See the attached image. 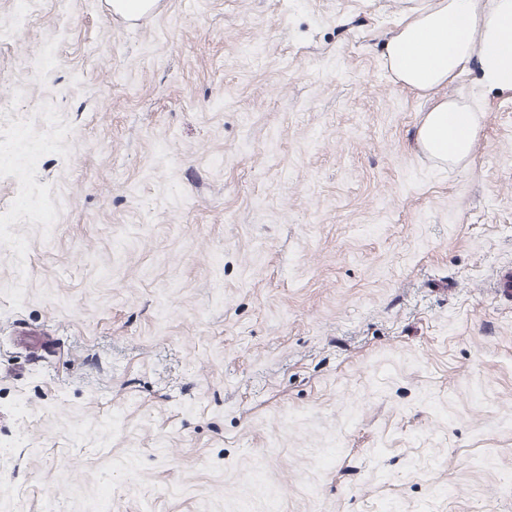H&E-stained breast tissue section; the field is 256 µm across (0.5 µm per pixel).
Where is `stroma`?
<instances>
[{"mask_svg":"<svg viewBox=\"0 0 512 512\" xmlns=\"http://www.w3.org/2000/svg\"><path fill=\"white\" fill-rule=\"evenodd\" d=\"M159 3L0 39V512H512V97L440 169L409 0Z\"/></svg>","mask_w":512,"mask_h":512,"instance_id":"1","label":"stroma"}]
</instances>
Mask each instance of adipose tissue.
<instances>
[{"instance_id":"obj_1","label":"adipose tissue","mask_w":512,"mask_h":512,"mask_svg":"<svg viewBox=\"0 0 512 512\" xmlns=\"http://www.w3.org/2000/svg\"><path fill=\"white\" fill-rule=\"evenodd\" d=\"M385 58L399 86L432 99L416 131L419 149L437 164L466 165L484 109L436 91L474 71L487 90L512 96V0H425L387 36Z\"/></svg>"}]
</instances>
